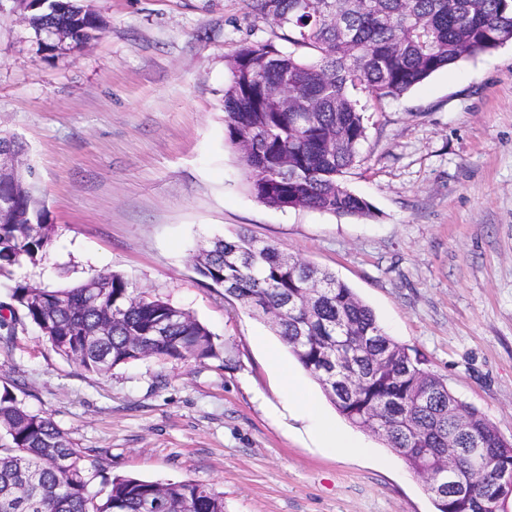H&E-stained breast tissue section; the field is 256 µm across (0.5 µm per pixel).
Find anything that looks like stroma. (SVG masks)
<instances>
[{
	"label": "stroma",
	"mask_w": 512,
	"mask_h": 512,
	"mask_svg": "<svg viewBox=\"0 0 512 512\" xmlns=\"http://www.w3.org/2000/svg\"><path fill=\"white\" fill-rule=\"evenodd\" d=\"M104 22L80 50L45 51L0 0V134L25 144L56 235L0 279L61 288L101 272L169 299L223 346L103 377L17 326L0 389L44 412L112 474L192 480L224 512H435L424 477L326 400L269 323L202 285L198 248L245 231L332 272L461 400L512 442V41L397 99L352 95L366 138L346 186L368 217L280 210L245 186L224 125L225 65L268 26L243 0H80ZM289 370L365 453L325 448L292 404Z\"/></svg>",
	"instance_id": "stroma-1"
}]
</instances>
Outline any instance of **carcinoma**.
Returning a JSON list of instances; mask_svg holds the SVG:
<instances>
[{
  "label": "carcinoma",
  "mask_w": 512,
  "mask_h": 512,
  "mask_svg": "<svg viewBox=\"0 0 512 512\" xmlns=\"http://www.w3.org/2000/svg\"><path fill=\"white\" fill-rule=\"evenodd\" d=\"M65 9L56 12V7ZM298 0H249L262 23L278 18L271 39L244 38L225 59L224 123L238 151L249 192L270 207L307 208L366 216L370 204L344 177L366 137L362 109L350 90L398 99L433 73L512 41V0H329L303 10ZM62 28L79 21L75 40L48 50L77 49L103 28L75 0H44L29 13L40 33L44 12ZM290 92L316 111L285 110ZM28 167L0 179L10 223H0V278L36 263L51 246V224ZM193 268L203 285L264 316L325 397L351 425L377 436L422 474L453 460L448 439L464 428L481 437L457 473L468 493L430 497L437 512H506L494 476L512 469V444L474 406L458 399L423 360L395 341L373 311L330 272H320L273 243L239 232L201 248ZM0 305V330L30 323L52 350L97 376L156 357L202 361L219 356L211 331L186 311L173 317L169 300L135 288L124 276L102 273L74 286L18 284ZM455 413H448V403ZM431 449L430 456L418 452ZM102 454L73 446L51 416L32 412L9 390L0 392V512H224L207 485L103 476ZM105 496L89 491L96 478Z\"/></svg>",
  "instance_id": "1"
}]
</instances>
